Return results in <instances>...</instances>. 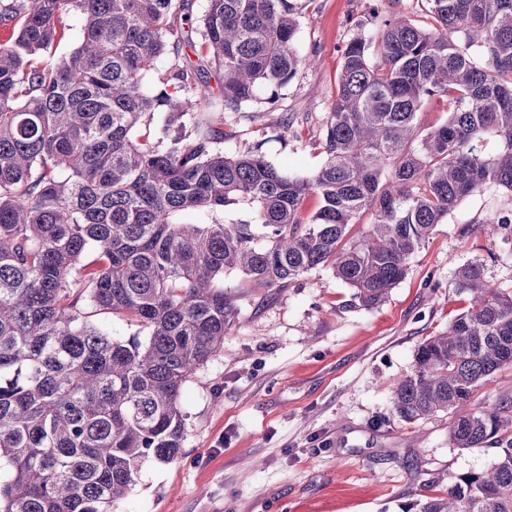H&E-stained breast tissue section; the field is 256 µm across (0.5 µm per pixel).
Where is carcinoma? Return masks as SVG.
I'll list each match as a JSON object with an SVG mask.
<instances>
[{
    "mask_svg": "<svg viewBox=\"0 0 512 512\" xmlns=\"http://www.w3.org/2000/svg\"><path fill=\"white\" fill-rule=\"evenodd\" d=\"M313 2L207 0L196 20L188 0H0L16 32L0 44V512H112L145 462L178 459L183 386L236 315L226 276L285 289L329 267L373 309L465 197L512 193V0H416L428 27L370 6L372 36L358 22L342 50L310 177L259 145L224 152V113L264 91L273 100L311 66L295 43ZM72 11L81 40L59 56ZM211 74L222 112L166 90ZM427 101L448 112L429 130L417 122ZM310 193L320 207L305 216ZM240 205L248 219L224 223ZM195 211L211 222L176 220ZM507 226L490 214L478 231ZM457 277L468 305L418 346L392 414H447L454 447H494L491 466L449 480L423 512H512V392L472 408L512 368V289L477 261ZM96 312L147 335L116 338L89 321ZM512 385V369H506L498 375L494 382L483 386L475 397L474 407L486 409L492 407L500 399V392Z\"/></svg>",
    "mask_w": 512,
    "mask_h": 512,
    "instance_id": "carcinoma-1",
    "label": "carcinoma"
}]
</instances>
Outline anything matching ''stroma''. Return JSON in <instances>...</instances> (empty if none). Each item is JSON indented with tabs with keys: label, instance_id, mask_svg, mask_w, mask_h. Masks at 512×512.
<instances>
[{
	"label": "stroma",
	"instance_id": "1",
	"mask_svg": "<svg viewBox=\"0 0 512 512\" xmlns=\"http://www.w3.org/2000/svg\"><path fill=\"white\" fill-rule=\"evenodd\" d=\"M364 14L365 0H313L296 48L316 64L265 111L230 113L224 152L259 141L277 167L313 174L341 50ZM273 112L287 114L288 135L271 126ZM510 210L499 188L464 198L371 310L328 268L237 297L223 349L183 387L179 459L146 462L112 512H420L436 481L490 465L491 449L450 445L446 415L405 424L390 399L417 346L462 305L460 266L480 262L486 281L512 286V241L475 231L478 218Z\"/></svg>",
	"mask_w": 512,
	"mask_h": 512
}]
</instances>
